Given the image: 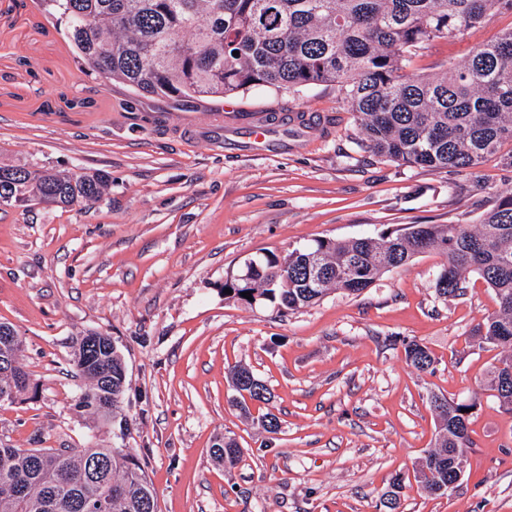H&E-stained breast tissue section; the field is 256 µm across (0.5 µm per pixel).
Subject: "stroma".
Segmentation results:
<instances>
[{"mask_svg":"<svg viewBox=\"0 0 512 512\" xmlns=\"http://www.w3.org/2000/svg\"><path fill=\"white\" fill-rule=\"evenodd\" d=\"M0 0V165L104 170L112 186L79 208L0 206V322L17 327L30 379L0 408V445L121 448L144 466L158 512H376L391 477L405 476L403 512H512V412L487 391L499 349L472 344L497 310L483 280L463 296L434 290L444 254L429 250L358 294L332 290L283 314L225 300L224 281L264 255L319 238L376 236L410 224H474L512 190L499 157L470 172L410 167L360 150L337 87L253 88L194 108L245 124L257 112H308L326 134L270 153L216 151L180 136L185 109L139 96L82 66L41 0ZM512 28L495 15L461 39L438 38L409 73H434ZM88 98L92 107H67ZM112 337L127 370L116 418L79 405L89 383L71 361L73 337ZM426 345L435 370L405 358ZM267 384L268 436L230 402L228 370ZM432 394L476 401L465 475L444 497L413 478L437 434ZM233 436L237 467L209 450ZM403 344L406 359L414 368L421 372H433L435 359L425 345L414 340H403Z\"/></svg>","mask_w":512,"mask_h":512,"instance_id":"stroma-1","label":"stroma"}]
</instances>
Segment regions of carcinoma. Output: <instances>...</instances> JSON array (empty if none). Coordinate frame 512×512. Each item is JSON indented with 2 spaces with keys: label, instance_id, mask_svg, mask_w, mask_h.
<instances>
[{
  "label": "carcinoma",
  "instance_id": "carcinoma-1",
  "mask_svg": "<svg viewBox=\"0 0 512 512\" xmlns=\"http://www.w3.org/2000/svg\"><path fill=\"white\" fill-rule=\"evenodd\" d=\"M64 22L80 59L109 82L190 105L233 97L253 87L299 92L336 85L359 126L357 146L402 165L459 172L512 146V29L475 47L462 63L424 77L406 73L413 56L436 38H462L493 15L512 13V0H43ZM239 56H233V52ZM111 184L105 171L0 165V205L68 208L100 201ZM437 250L448 262L435 279L438 297L464 294L475 274L499 308L474 330L478 348L511 350L491 369L488 390L512 411V192L499 195L477 224H412L377 237L317 239L283 256L256 262L252 279L225 280L228 300L269 302L287 313L310 306L330 290L357 294L413 257ZM248 292V300L242 293ZM71 343L78 375L92 388L85 407L100 419L114 415L126 390V366L111 337ZM407 361L433 371L429 349L403 341ZM18 329L0 322V407L29 388L21 366ZM234 401L266 404L265 382L244 366L229 369ZM440 434L416 472L430 495L448 494L449 467L472 445L470 410L446 396H429ZM466 412H461V409ZM215 461L235 467L236 439L211 448ZM403 477L394 475L379 500L398 512ZM0 512H157L154 489L140 462L121 448L0 447Z\"/></svg>",
  "mask_w": 512,
  "mask_h": 512
}]
</instances>
